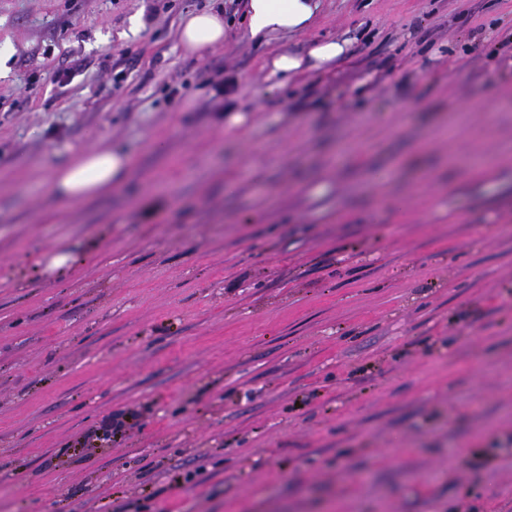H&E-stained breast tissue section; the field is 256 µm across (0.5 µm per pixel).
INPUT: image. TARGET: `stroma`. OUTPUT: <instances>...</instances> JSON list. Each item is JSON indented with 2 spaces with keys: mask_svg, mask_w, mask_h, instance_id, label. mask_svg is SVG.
<instances>
[{
  "mask_svg": "<svg viewBox=\"0 0 512 512\" xmlns=\"http://www.w3.org/2000/svg\"><path fill=\"white\" fill-rule=\"evenodd\" d=\"M243 28L0 0V512H512V182L465 166L512 169V0H324L276 47L350 50L283 87ZM98 141L123 184L56 197ZM224 18L217 13H188L180 20L175 37L190 52L215 48L224 43Z\"/></svg>",
  "mask_w": 512,
  "mask_h": 512,
  "instance_id": "35a3bbf8",
  "label": "stroma"
}]
</instances>
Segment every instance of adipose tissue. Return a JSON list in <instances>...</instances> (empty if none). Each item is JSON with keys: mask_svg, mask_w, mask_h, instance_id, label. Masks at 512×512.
Returning <instances> with one entry per match:
<instances>
[{"mask_svg": "<svg viewBox=\"0 0 512 512\" xmlns=\"http://www.w3.org/2000/svg\"><path fill=\"white\" fill-rule=\"evenodd\" d=\"M322 0H245L246 32L253 41L269 44L311 29L322 12ZM224 20L212 12L189 13L180 20L175 37L186 50L215 48L224 41ZM344 40L314 42L306 52L278 51L264 59L270 79L283 85L312 73H326L341 58ZM131 168L129 154L121 147L94 146L52 169L49 181L57 195L85 201L119 186Z\"/></svg>", "mask_w": 512, "mask_h": 512, "instance_id": "1", "label": "adipose tissue"}]
</instances>
